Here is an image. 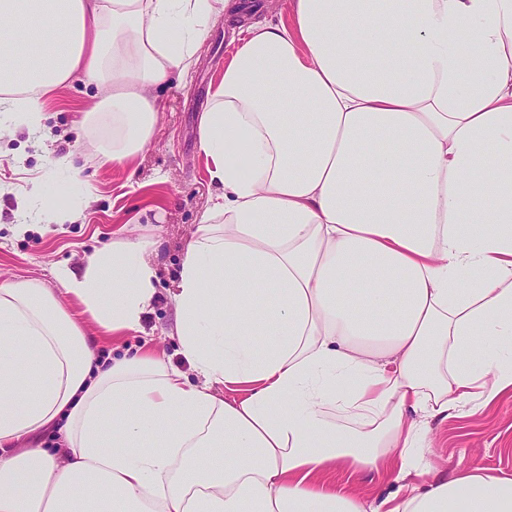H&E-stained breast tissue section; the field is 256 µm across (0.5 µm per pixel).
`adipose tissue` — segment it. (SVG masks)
Wrapping results in <instances>:
<instances>
[{
  "mask_svg": "<svg viewBox=\"0 0 512 512\" xmlns=\"http://www.w3.org/2000/svg\"><path fill=\"white\" fill-rule=\"evenodd\" d=\"M221 11L236 50L199 122L221 192L172 295L198 379L88 331L141 332L151 240L53 288L1 283L0 512H512V478L442 474L421 427L512 392V167L491 164L512 158V0H290L278 22L230 0H0V118L41 133L84 75L112 116L101 163H133L153 88ZM339 470L408 488L370 501Z\"/></svg>",
  "mask_w": 512,
  "mask_h": 512,
  "instance_id": "adipose-tissue-1",
  "label": "adipose tissue"
}]
</instances>
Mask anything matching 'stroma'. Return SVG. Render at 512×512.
<instances>
[{
  "mask_svg": "<svg viewBox=\"0 0 512 512\" xmlns=\"http://www.w3.org/2000/svg\"><path fill=\"white\" fill-rule=\"evenodd\" d=\"M233 50L228 23L216 19L190 73L171 76L154 88L163 110L151 143L133 167L100 163L99 148L112 126L85 121L84 113L100 91L81 77L50 98L41 137L32 138L17 127L0 139V282L36 277L50 283L54 270L80 268L86 254L105 244L146 237L154 243L151 260L159 273V297L141 333L113 338L103 348L117 357L151 348L174 366L185 367L170 334V292L191 234L218 192L199 149L198 124ZM64 156L81 168L91 189L84 219L61 224L43 216L29 232L16 234L15 216L23 205L35 208L49 197L63 204L71 198L66 172L50 167L52 160ZM426 439L425 459L439 470L480 466L512 477V395L430 422Z\"/></svg>",
  "mask_w": 512,
  "mask_h": 512,
  "instance_id": "obj_1",
  "label": "stroma"
}]
</instances>
